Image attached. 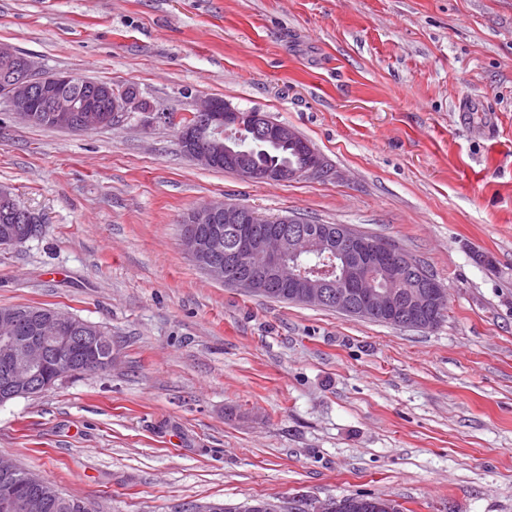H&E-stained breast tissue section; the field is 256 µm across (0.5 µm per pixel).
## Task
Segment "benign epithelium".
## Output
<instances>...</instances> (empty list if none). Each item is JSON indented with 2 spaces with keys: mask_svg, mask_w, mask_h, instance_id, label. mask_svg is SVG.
<instances>
[{
  "mask_svg": "<svg viewBox=\"0 0 512 512\" xmlns=\"http://www.w3.org/2000/svg\"><path fill=\"white\" fill-rule=\"evenodd\" d=\"M0 80L15 115L26 122L36 112H51L65 130L78 131L109 125L135 105L134 98L110 89L80 94L85 81L77 76L43 73L34 63L16 59L14 48L0 43ZM196 121L179 129L183 151L211 168L222 162L241 178L256 182L284 181L288 176L324 175L322 158L288 125L258 111H241L228 102L207 98L195 109ZM237 128L259 141L291 144L304 163L291 171L260 166L245 152L224 142ZM194 229L181 235L183 251L199 263L206 275L246 293L261 295L280 284L291 288L295 301L329 308L349 316L387 314L404 328H429L447 307V294L435 278L421 272L416 259L401 249L360 238L343 224H307L291 217L268 218L243 206L211 202L190 212ZM272 224L269 236L251 238V224ZM318 253L330 257L304 268L290 257ZM17 317L0 315V405L42 389L38 371L51 363L55 381L81 373H98L112 366V337L87 321L58 311L51 318L32 322L28 335L16 336ZM74 340L86 343L91 353L81 365L54 355ZM12 512H44L43 499L18 495ZM344 505L326 500H301L290 512H341Z\"/></svg>",
  "mask_w": 512,
  "mask_h": 512,
  "instance_id": "benign-epithelium-1",
  "label": "benign epithelium"
}]
</instances>
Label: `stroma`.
I'll return each instance as SVG.
<instances>
[{
  "label": "stroma",
  "mask_w": 512,
  "mask_h": 512,
  "mask_svg": "<svg viewBox=\"0 0 512 512\" xmlns=\"http://www.w3.org/2000/svg\"><path fill=\"white\" fill-rule=\"evenodd\" d=\"M0 43L140 103L69 132L0 96V186L46 226L0 247V306L104 326L114 354L0 405L1 455L87 512H512V0H0ZM211 97L288 124L327 176L195 164L160 115ZM206 201L395 243L448 314L399 328L225 287L180 246ZM374 506L375 510L381 512H393L395 507L394 504L386 499L385 497H380L379 499L369 503ZM369 504L354 502L351 505L344 506L343 504L338 503L334 500H326L319 501L317 503H312L308 501L301 500L296 504H291L290 511L291 512H339L342 511L345 507H354V508H362Z\"/></svg>",
  "instance_id": "obj_1"
}]
</instances>
